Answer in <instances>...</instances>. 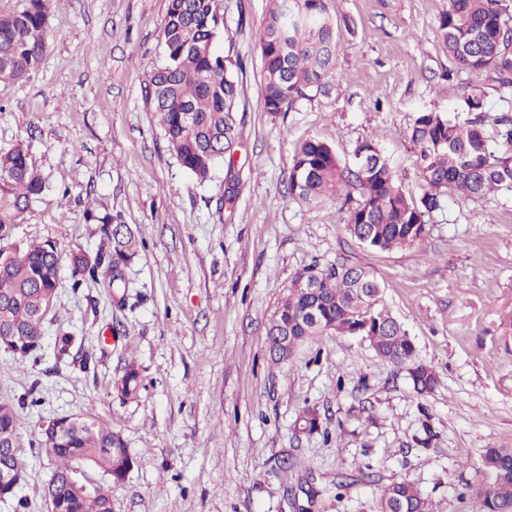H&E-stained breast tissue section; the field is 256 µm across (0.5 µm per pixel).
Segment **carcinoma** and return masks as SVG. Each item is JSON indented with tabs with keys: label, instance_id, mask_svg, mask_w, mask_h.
<instances>
[{
	"label": "carcinoma",
	"instance_id": "cac0c4a2",
	"mask_svg": "<svg viewBox=\"0 0 512 512\" xmlns=\"http://www.w3.org/2000/svg\"><path fill=\"white\" fill-rule=\"evenodd\" d=\"M51 3L29 0L20 12L0 14V80H21L42 63L50 47ZM505 13L502 0H448L439 33L461 69L475 78L493 70L509 85L512 38L502 29ZM223 31V0H168L162 28L165 62L144 86L169 150L202 182L219 165L232 163L237 139L241 63L215 50ZM336 49L328 0H272L260 36L264 111L284 112L307 93L324 88ZM467 105L474 116L463 120L442 112L415 118L411 138L423 181L417 202L407 198L377 145L367 140L353 149L361 157L356 171L325 142H303L291 161L288 193L306 204L344 198L349 231L367 247L390 250L419 244L428 233V219L444 207L447 194L512 192V113L498 116L489 134L482 98L471 93ZM44 189L24 150L0 155V339H12L13 359L19 364L41 351L47 317L43 309L53 307L60 287V245L47 240L25 246L11 236L12 227ZM87 218L103 225L107 245L93 256L70 254L71 287L98 285L104 276L112 288L137 253L138 241L108 213L90 211ZM380 302V284L361 266L345 260L306 266L294 275L266 329L268 338L288 337V346L269 355L277 363L286 362L315 336H362L381 360L407 368L418 393L432 391L437 382L433 369L416 360L412 339ZM139 387L140 374L131 364L118 390L128 397ZM296 424L313 433L320 428V416L307 408ZM16 426L14 405L0 404V445L17 438ZM44 448L58 460L47 485L57 498L58 512H111L107 487L97 484L92 492L79 494L70 478L83 463L102 470L113 483L124 481L134 458L119 435L89 414H69L58 430L44 433ZM481 462L487 481L471 491L474 512H512V448H486ZM394 508L431 512L429 501L404 481L380 493L379 509Z\"/></svg>",
	"mask_w": 512,
	"mask_h": 512
}]
</instances>
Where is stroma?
<instances>
[{
	"instance_id": "obj_1",
	"label": "stroma",
	"mask_w": 512,
	"mask_h": 512,
	"mask_svg": "<svg viewBox=\"0 0 512 512\" xmlns=\"http://www.w3.org/2000/svg\"><path fill=\"white\" fill-rule=\"evenodd\" d=\"M168 0H53L54 36L39 68L0 81V155L23 147L46 182L14 229L96 253L86 209L106 210L140 241L124 268L126 305L72 288L70 267L37 360L0 348V401L17 412L26 512H47L56 461L51 419L89 413L135 458L112 486V512H377L383 486L413 484L434 512H472L483 448L512 447V192L454 194L422 244L361 245L341 200L288 196L296 148L317 138L352 161L374 141L407 196L422 194L415 117H467L477 84L486 112L512 109L495 72L471 78L449 57L438 21L448 0H329L338 39L325 89L287 112L262 107L261 22L272 0H224L220 53L240 57L232 166L196 180L167 147L143 87L163 63ZM343 258L368 267L383 307L408 330L437 384L417 393L406 370L361 336L328 334L285 364L265 346L294 274ZM74 342L58 355V332ZM135 362L141 387L114 385ZM321 428L299 433L305 408ZM435 439L416 445L423 425Z\"/></svg>"
}]
</instances>
